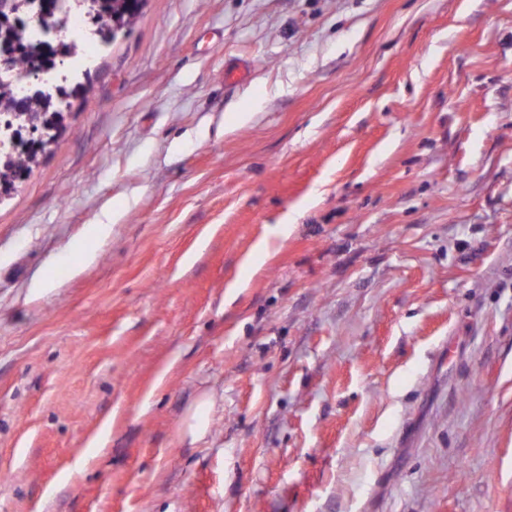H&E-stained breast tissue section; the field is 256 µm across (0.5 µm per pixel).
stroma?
Returning <instances> with one entry per match:
<instances>
[{
    "mask_svg": "<svg viewBox=\"0 0 512 512\" xmlns=\"http://www.w3.org/2000/svg\"><path fill=\"white\" fill-rule=\"evenodd\" d=\"M88 74L0 202V512H512V0H144Z\"/></svg>",
    "mask_w": 512,
    "mask_h": 512,
    "instance_id": "stroma-1",
    "label": "stroma"
}]
</instances>
